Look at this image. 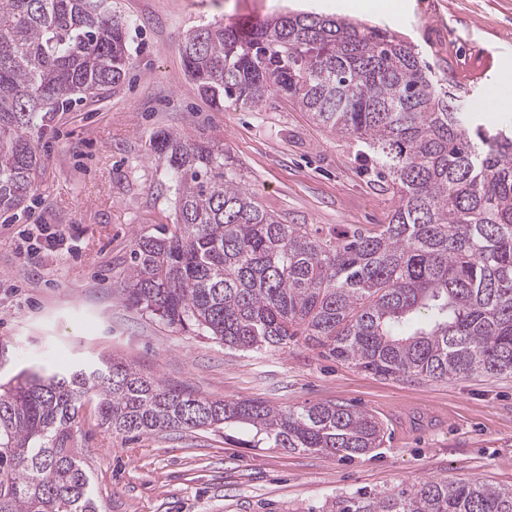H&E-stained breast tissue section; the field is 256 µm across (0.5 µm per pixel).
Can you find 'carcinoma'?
Listing matches in <instances>:
<instances>
[{
    "instance_id": "obj_1",
    "label": "carcinoma",
    "mask_w": 512,
    "mask_h": 512,
    "mask_svg": "<svg viewBox=\"0 0 512 512\" xmlns=\"http://www.w3.org/2000/svg\"><path fill=\"white\" fill-rule=\"evenodd\" d=\"M127 28L112 0H0V212L36 189L38 115L123 83ZM182 56L217 107L258 109L283 94L363 143L396 202L386 223L328 240L263 209L224 148L162 132L153 149L175 177L177 224L136 236L126 306L241 351L313 341L384 377L512 375V133L457 111L411 45L344 18L216 21L186 34ZM86 402L118 434L232 429L290 453L362 457L386 434L351 406L199 398L102 360L0 384V512H96L72 446ZM334 507L512 512V489L425 478Z\"/></svg>"
}]
</instances>
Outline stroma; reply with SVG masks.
I'll return each instance as SVG.
<instances>
[{"instance_id":"obj_1","label":"stroma","mask_w":512,"mask_h":512,"mask_svg":"<svg viewBox=\"0 0 512 512\" xmlns=\"http://www.w3.org/2000/svg\"><path fill=\"white\" fill-rule=\"evenodd\" d=\"M309 2L314 13L407 41L445 89L491 59L466 103L481 123L512 127V112L477 108L512 93V0H392L391 21L360 14L363 0ZM300 10V0H117L132 61L124 84L38 118V188L18 211L0 213V382L111 358L210 399L349 404L383 423L384 445L344 459L252 448L202 430L131 437L112 432L87 403L75 445L98 512H330L336 498L423 477L512 486V376L383 377L304 340L228 350L121 301L136 236L176 222L166 164L150 146L160 131L223 145L243 187L287 223L325 231L384 223L396 198L354 140L314 124L285 96L259 110L218 108L184 69L189 29ZM62 229L73 235L66 249L46 250L45 235Z\"/></svg>"}]
</instances>
